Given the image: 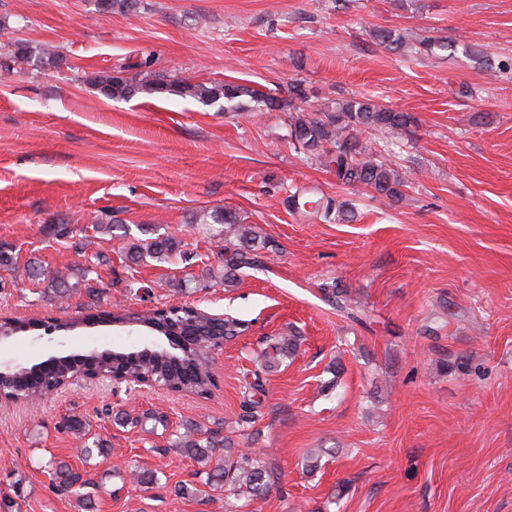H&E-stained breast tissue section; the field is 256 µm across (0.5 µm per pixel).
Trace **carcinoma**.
<instances>
[{"label":"carcinoma","instance_id":"cac0c4a2","mask_svg":"<svg viewBox=\"0 0 512 512\" xmlns=\"http://www.w3.org/2000/svg\"><path fill=\"white\" fill-rule=\"evenodd\" d=\"M98 5L106 13H130L136 10L138 0H98ZM1 35L6 38L3 43L5 57L14 64L24 66L36 62L44 69L57 70L60 64L67 62L66 56L60 53L39 50L23 39L12 37L6 20L0 18ZM372 36L384 49L403 54H432L437 49L452 53L457 49L456 42H448L443 38H427L413 44L400 31L385 27L374 29ZM464 51L487 71L500 67L494 56L484 50L466 46ZM153 63L152 56H145L139 63L140 71L134 74L131 73V67L122 63L116 64L94 73L89 82L102 96L112 100H127L145 93L190 98L204 106L218 105L226 112H290L292 116L289 126L293 144L310 156L324 161L338 184L350 188H369L394 204L405 197L407 179L393 164L370 152L361 137L366 133L379 132L406 135L415 123L412 114L386 107L372 98L356 94L314 107L310 104L309 92L298 80L290 84L288 97L282 98L271 91L265 92L234 81L198 82L189 78H153L149 71ZM300 198V194L293 196V205L295 210L304 215L317 213L328 222L333 219L346 221L350 218L346 204L341 201L320 197L310 206L306 201L299 202ZM196 223L224 225L223 280L228 287L233 285L239 271L266 267L267 254L275 251L266 237L260 235L255 227L243 223L235 212L203 211L196 216ZM147 258L168 263L175 259L186 263L192 260L188 253L180 250V241L166 233L142 240L127 250L126 259L131 264H138ZM0 268L14 273L20 271L27 278L40 275L38 269L29 263L19 265L13 249L2 244ZM91 272V267L87 266L49 273L46 275L48 289L59 300L81 289L93 299L97 297V289L87 284ZM321 293L324 301L348 313L353 321L363 322L361 317L349 311L343 289L326 284L321 287ZM152 326L158 333L172 331L181 335L194 334L201 337L206 346H192L178 352L177 366L156 357L130 356L123 361L128 367L127 373L140 381L153 379L175 385L183 382L181 373L192 371L194 379L183 382L185 389L201 395L208 393L213 386L209 346L247 330V323L243 320L227 314L224 322L220 323L204 309H183L176 314L160 315L153 320ZM300 340L301 337L291 330L265 341V347L260 352L264 368L270 371L294 356L299 349ZM73 374L74 370L70 366L56 370L51 382L32 387L33 399L41 400L50 395L54 387L64 383ZM264 398L265 390L259 380L246 383L244 414L240 422L247 425L256 422L263 408ZM219 445L224 447V457L215 469L207 473L204 488L200 489L194 483L189 486L184 484L175 489V493L205 497L209 490H224L251 498L264 496L270 487V474L256 452H241L234 448L233 442L226 439L218 441L212 436L203 438L190 421L183 424V432L176 435L173 443V447L179 449L184 456L205 464L212 458V449ZM52 468L55 476V482L51 484L53 490L73 494L83 505H90V497L81 493L82 489L92 484L91 479L87 478V472L76 471L63 461L54 463Z\"/></svg>","mask_w":512,"mask_h":512}]
</instances>
